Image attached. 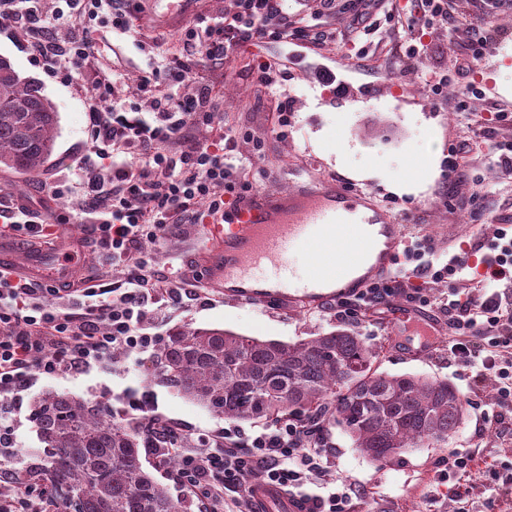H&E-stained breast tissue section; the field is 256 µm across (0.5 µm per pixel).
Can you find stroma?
Segmentation results:
<instances>
[{"mask_svg": "<svg viewBox=\"0 0 512 512\" xmlns=\"http://www.w3.org/2000/svg\"><path fill=\"white\" fill-rule=\"evenodd\" d=\"M224 9V0H148L138 24L142 33H162L161 56L180 51L183 29L200 17H215ZM456 21L469 27L473 35L493 24L495 33L489 48L497 52L498 64L490 72L474 67L448 84V99H434L426 74L452 66L465 46L455 31L440 30L426 36L428 53L418 68L406 69L399 57L412 34L407 28H384V40L369 44L364 58L346 33L348 17L337 14L332 25L337 37L327 47L312 49L296 41L282 44L262 39L252 50L236 52L229 60L222 80L218 110L227 128L240 136L265 140L267 147L249 171L259 189L290 190L310 184L313 179L340 181L345 190L373 197L390 217L412 228L408 245L424 251L435 267H442L453 255L451 238L475 244L480 253L489 247L503 217L512 216V171L490 157L494 138L507 135L504 126H484L468 133L459 114L449 111L448 100L460 98L469 83L489 75L495 82L498 103L472 98L470 111L492 118L497 110L512 113V7L500 8L486 17L473 7L472 0H457ZM91 63L79 64L69 80L54 77L36 63L14 38L0 34V55L8 57L24 76L35 78L58 113L54 153L37 175L0 171V200L25 198L26 203L51 224L49 243H62L64 236L85 230L86 218L79 210L81 170L87 166L112 172V158L90 152L86 94L92 93L99 76L116 81V94L131 116L151 120L147 100L137 89L136 77L149 64V50L140 49L133 36L102 24L90 35ZM279 59L287 66L281 90L291 102V122L284 135H276L272 125L273 101L254 92L255 63ZM335 67L338 79L356 90L354 97L342 98L335 85L318 81L321 66ZM470 150L464 158L469 179L455 181L443 172V160L461 140ZM60 185L62 194L43 190V183ZM401 191H393V184ZM487 196L479 210L468 200L473 192ZM206 244L204 227L184 224L162 239L143 245L159 267H171L190 282L200 279L190 259ZM419 297L400 293L389 303L359 311L341 319L323 311H308L232 300L210 292L206 304L162 306L163 321L157 331L167 336L171 328L191 326L224 328L237 333L284 342L306 340L331 330L343 329L361 336L376 351L380 371L412 373L451 382L466 401L464 419L448 443L439 447L410 448L390 463L380 465L353 447L340 428H331L324 440L331 453L321 493L350 486L347 512H512V490L491 481L488 469L512 466V433H495L487 421L499 411V401L491 380L477 378L473 369L448 357V314L442 305L451 289L464 287L461 276L442 281L424 279ZM430 319L421 327L417 316ZM433 340L432 352L411 355L409 348ZM151 359L123 357L108 370L61 379L36 378L21 394L17 441L10 450L15 467L32 463L40 446L29 421L30 402L40 393L54 389L87 401L107 400L114 417H127L131 399L150 393L153 409L182 432L203 437L227 427V419L160 386L150 378ZM472 454L466 475L446 481L449 453Z\"/></svg>", "mask_w": 512, "mask_h": 512, "instance_id": "stroma-1", "label": "stroma"}]
</instances>
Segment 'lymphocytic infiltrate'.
Returning <instances> with one entry per match:
<instances>
[{
  "label": "lymphocytic infiltrate",
  "instance_id": "f902f5d3",
  "mask_svg": "<svg viewBox=\"0 0 512 512\" xmlns=\"http://www.w3.org/2000/svg\"><path fill=\"white\" fill-rule=\"evenodd\" d=\"M47 18L41 0H0V30L25 39L31 55L54 72L89 61L87 34L108 23L136 33L143 0H63ZM315 7L291 22L286 0H224V12L206 24H193L180 35L181 51L164 68L141 72L140 90L151 100V124L128 118L113 105L114 83L97 80L87 100L91 148H110L125 157L111 178L85 169L83 194L89 204L86 242L102 253L121 277L111 287L78 289L74 305L60 307L57 288L15 278L0 268V439L15 442L18 422L13 400L32 379H59L86 372L110 360L116 351L142 356L160 342L148 308L163 299L200 300L202 289L185 287L177 271L158 267L144 254V241L155 240L178 224L223 221L255 189L245 177L249 160L265 143L253 141L241 153L235 136L224 130L210 71L194 69L201 55L213 68L257 38L294 39L319 47L336 31L322 19L344 5L352 17V37L379 36L381 25L399 17L389 0H315ZM191 83L183 96L177 88ZM210 127L212 138L195 139L193 127ZM46 224L24 205H0V236L43 237ZM448 325L456 338L448 351L456 361L493 378L499 401L512 414V296L480 291L448 294ZM160 467H173L176 480L202 499L204 512H224V494L248 498L254 486L296 488L321 478L330 467L323 441L297 420L274 423L252 436L227 428L214 431L200 446L156 448ZM0 512H49L45 491L15 490L9 468L0 465Z\"/></svg>",
  "mask_w": 512,
  "mask_h": 512
}]
</instances>
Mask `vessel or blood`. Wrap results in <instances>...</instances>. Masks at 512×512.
Segmentation results:
<instances>
[{"label": "vessel or blood", "instance_id": "b4317fda", "mask_svg": "<svg viewBox=\"0 0 512 512\" xmlns=\"http://www.w3.org/2000/svg\"><path fill=\"white\" fill-rule=\"evenodd\" d=\"M371 207L363 194L329 181L288 194L257 192L229 222L207 225V247L197 256L206 285L236 300L306 310L360 295L392 275L407 242L406 225L379 223ZM299 249L313 257L300 274L290 264ZM275 504L298 512L288 496L256 492L257 512H270Z\"/></svg>", "mask_w": 512, "mask_h": 512}]
</instances>
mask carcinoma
<instances>
[{
    "label": "carcinoma",
    "instance_id": "cac0c4a2",
    "mask_svg": "<svg viewBox=\"0 0 512 512\" xmlns=\"http://www.w3.org/2000/svg\"><path fill=\"white\" fill-rule=\"evenodd\" d=\"M58 113L41 84L0 57V168L37 175L54 151ZM376 354L347 330L293 343L221 328L169 331L151 376L157 383L237 421L306 419L321 435L340 427L355 448L387 463L424 442L445 444L464 400L445 380L377 371ZM41 448L14 475L18 491L46 489L53 512H189L146 471L160 448L143 421L118 422L104 402L45 391L29 405Z\"/></svg>",
    "mask_w": 512,
    "mask_h": 512
}]
</instances>
